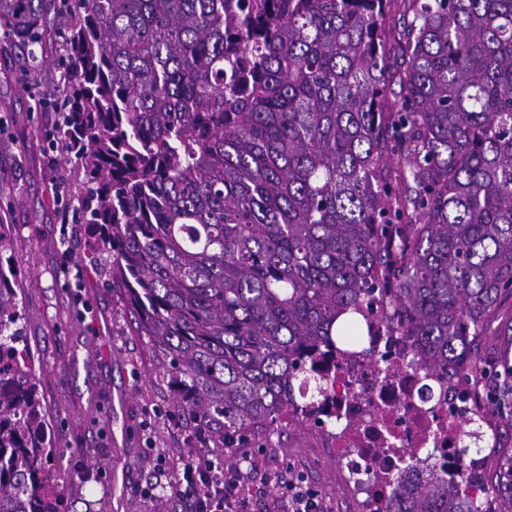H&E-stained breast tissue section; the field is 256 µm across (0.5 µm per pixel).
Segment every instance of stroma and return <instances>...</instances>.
<instances>
[{
	"label": "stroma",
	"instance_id": "1",
	"mask_svg": "<svg viewBox=\"0 0 512 512\" xmlns=\"http://www.w3.org/2000/svg\"><path fill=\"white\" fill-rule=\"evenodd\" d=\"M66 96L57 66L0 53V222L12 241L0 261L15 271L53 485L64 512H192L171 489L188 435L171 379L82 222L88 176L59 131ZM244 456L253 512H268L277 492L265 477L283 463L332 507L349 503L335 461L306 425L266 428L219 458L230 468Z\"/></svg>",
	"mask_w": 512,
	"mask_h": 512
}]
</instances>
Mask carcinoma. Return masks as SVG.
Instances as JSON below:
<instances>
[{
    "mask_svg": "<svg viewBox=\"0 0 512 512\" xmlns=\"http://www.w3.org/2000/svg\"><path fill=\"white\" fill-rule=\"evenodd\" d=\"M48 0H0L36 59ZM60 129L81 149L112 285L203 448L283 423L294 386L376 321L512 415V0H78ZM399 85V92L392 90ZM0 263V512H60ZM408 464L392 512H477ZM512 512V455L502 464Z\"/></svg>",
    "mask_w": 512,
    "mask_h": 512,
    "instance_id": "1",
    "label": "carcinoma"
}]
</instances>
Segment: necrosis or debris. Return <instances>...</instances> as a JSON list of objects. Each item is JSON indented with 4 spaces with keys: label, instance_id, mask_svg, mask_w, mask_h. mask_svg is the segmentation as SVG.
<instances>
[{
    "label": "necrosis or debris",
    "instance_id": "1",
    "mask_svg": "<svg viewBox=\"0 0 512 512\" xmlns=\"http://www.w3.org/2000/svg\"><path fill=\"white\" fill-rule=\"evenodd\" d=\"M411 358L409 339L374 327L363 350L327 361L332 383L321 396L288 406L289 421L318 427L358 512L390 505L392 481L409 457L477 473L487 449L500 444L484 391L449 392L447 382L424 376ZM475 426L476 448L457 456L462 432Z\"/></svg>",
    "mask_w": 512,
    "mask_h": 512
}]
</instances>
